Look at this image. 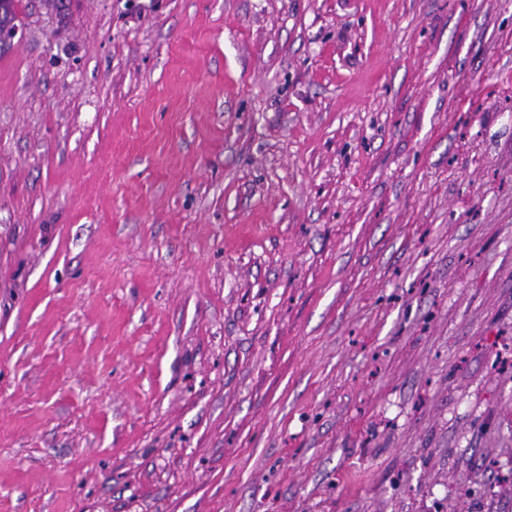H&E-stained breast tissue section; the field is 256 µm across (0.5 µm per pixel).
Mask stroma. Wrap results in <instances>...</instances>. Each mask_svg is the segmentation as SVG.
I'll return each mask as SVG.
<instances>
[{
    "label": "stroma",
    "mask_w": 512,
    "mask_h": 512,
    "mask_svg": "<svg viewBox=\"0 0 512 512\" xmlns=\"http://www.w3.org/2000/svg\"><path fill=\"white\" fill-rule=\"evenodd\" d=\"M0 512H512V0H19Z\"/></svg>",
    "instance_id": "1"
}]
</instances>
